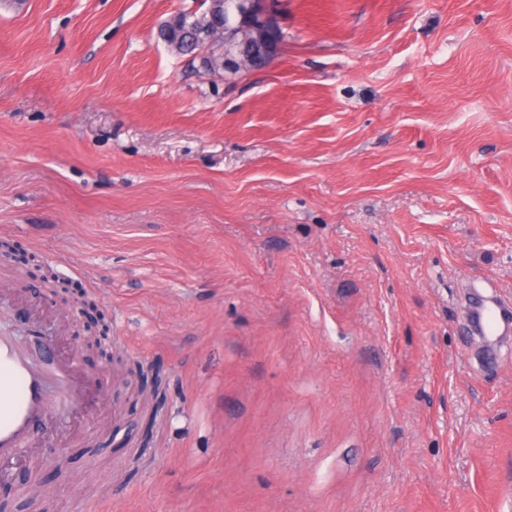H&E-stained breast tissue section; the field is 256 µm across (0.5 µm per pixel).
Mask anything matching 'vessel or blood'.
<instances>
[{
	"instance_id": "1",
	"label": "vessel or blood",
	"mask_w": 512,
	"mask_h": 512,
	"mask_svg": "<svg viewBox=\"0 0 512 512\" xmlns=\"http://www.w3.org/2000/svg\"><path fill=\"white\" fill-rule=\"evenodd\" d=\"M469 318L472 328L492 345L512 326L493 297L471 306ZM88 385L77 357L47 370L12 337L0 335V460L15 458L34 429H52L58 402L81 407Z\"/></svg>"
}]
</instances>
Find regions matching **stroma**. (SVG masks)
I'll return each mask as SVG.
<instances>
[{
  "label": "stroma",
  "instance_id": "stroma-1",
  "mask_svg": "<svg viewBox=\"0 0 512 512\" xmlns=\"http://www.w3.org/2000/svg\"><path fill=\"white\" fill-rule=\"evenodd\" d=\"M202 0H0V332L68 336L110 410L38 455L52 512H512V0H277L275 61L198 72ZM70 289L47 294L42 273ZM472 328L484 336L490 345H496L510 321L495 297L485 298L469 310Z\"/></svg>",
  "mask_w": 512,
  "mask_h": 512
}]
</instances>
